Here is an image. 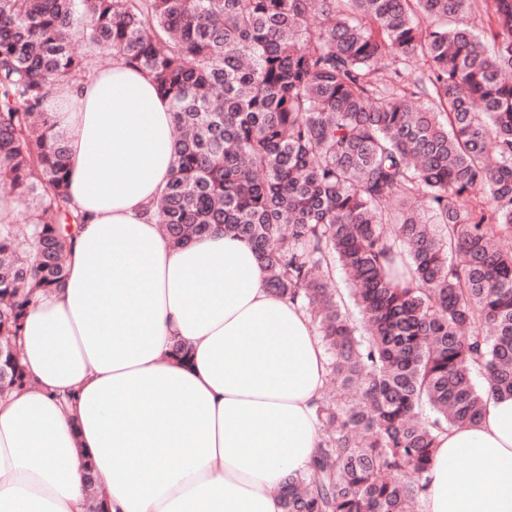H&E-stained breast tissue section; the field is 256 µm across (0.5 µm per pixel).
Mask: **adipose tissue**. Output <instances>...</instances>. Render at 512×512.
I'll return each mask as SVG.
<instances>
[{
  "label": "adipose tissue",
  "instance_id": "adipose-tissue-1",
  "mask_svg": "<svg viewBox=\"0 0 512 512\" xmlns=\"http://www.w3.org/2000/svg\"><path fill=\"white\" fill-rule=\"evenodd\" d=\"M47 110L85 221L64 287L30 301L29 384L0 397V512H89L88 463L109 512H283L277 488L321 441L327 358L309 317L266 287L247 242L176 247L149 214L176 153L145 73L113 63ZM425 484L421 512H512V397L440 434Z\"/></svg>",
  "mask_w": 512,
  "mask_h": 512
}]
</instances>
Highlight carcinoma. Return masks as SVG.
<instances>
[{"label":"carcinoma","instance_id":"1","mask_svg":"<svg viewBox=\"0 0 512 512\" xmlns=\"http://www.w3.org/2000/svg\"><path fill=\"white\" fill-rule=\"evenodd\" d=\"M105 57L170 102L164 232L250 243L330 354L284 512H419L438 434L512 396V0H0L1 395L82 223L45 104Z\"/></svg>","mask_w":512,"mask_h":512}]
</instances>
